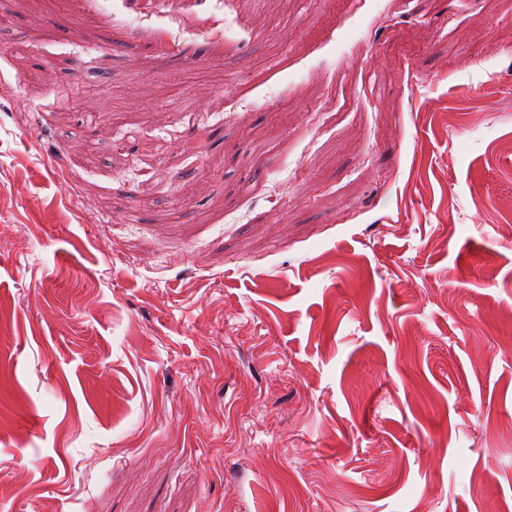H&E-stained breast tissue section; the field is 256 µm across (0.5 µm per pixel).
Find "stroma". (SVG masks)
Wrapping results in <instances>:
<instances>
[{
    "label": "stroma",
    "mask_w": 512,
    "mask_h": 512,
    "mask_svg": "<svg viewBox=\"0 0 512 512\" xmlns=\"http://www.w3.org/2000/svg\"><path fill=\"white\" fill-rule=\"evenodd\" d=\"M209 17L0 0V512H512V0Z\"/></svg>",
    "instance_id": "1"
}]
</instances>
